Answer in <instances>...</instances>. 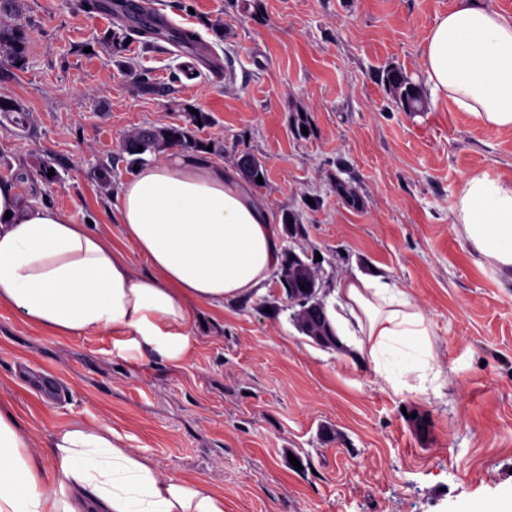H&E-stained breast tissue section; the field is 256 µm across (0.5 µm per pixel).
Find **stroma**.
Segmentation results:
<instances>
[{"mask_svg": "<svg viewBox=\"0 0 512 512\" xmlns=\"http://www.w3.org/2000/svg\"><path fill=\"white\" fill-rule=\"evenodd\" d=\"M457 0H156L223 64L200 74L190 49L142 43L133 26L77 0H19L22 67L0 53V182L27 202L111 237L114 184L131 169L132 131L212 121L196 136L265 164L274 215L298 213L294 248L324 290L378 272L408 292L433 331L435 361L393 391L348 346L301 334L277 279L251 299L204 311L181 365L140 358L112 335L49 336L0 307V402L46 435L76 418L111 424L163 474L207 480L224 512H477L512 502V272L479 255L452 206L475 174L512 178V131L475 125L447 101L404 111L383 80L424 85L422 44ZM224 22L223 37L209 28ZM124 36L111 51L113 33ZM155 86L136 88L125 63ZM58 177L37 176L39 164ZM112 168V187L95 176ZM356 188L350 205L334 187Z\"/></svg>", "mask_w": 512, "mask_h": 512, "instance_id": "1", "label": "stroma"}]
</instances>
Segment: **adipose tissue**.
<instances>
[{
    "label": "adipose tissue",
    "instance_id": "obj_1",
    "mask_svg": "<svg viewBox=\"0 0 512 512\" xmlns=\"http://www.w3.org/2000/svg\"><path fill=\"white\" fill-rule=\"evenodd\" d=\"M426 84L479 126L512 130V15L458 0L422 48ZM121 240L0 183V306L54 336L129 338L180 364L199 310L257 294L278 271L279 227L233 164L171 149L138 165L115 192ZM454 221L485 258L512 271V180L466 179ZM143 257L136 272L124 246ZM326 312L338 341L354 339L392 388L429 368L430 330L391 278L344 277ZM30 428L0 404V512H224L204 481L163 475L105 421L52 428L45 470Z\"/></svg>",
    "mask_w": 512,
    "mask_h": 512
}]
</instances>
